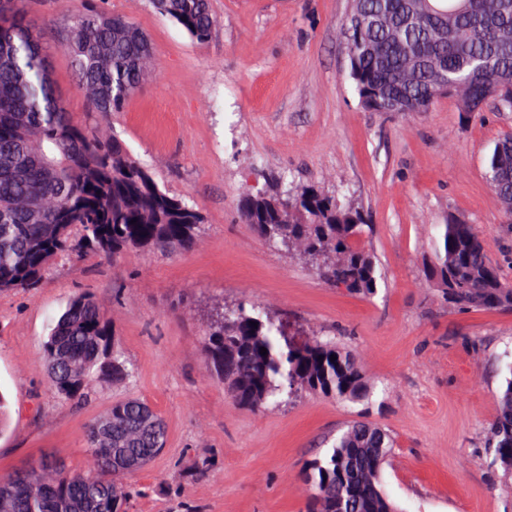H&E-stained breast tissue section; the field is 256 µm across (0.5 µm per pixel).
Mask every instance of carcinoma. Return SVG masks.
Here are the masks:
<instances>
[{
	"label": "carcinoma",
	"instance_id": "obj_1",
	"mask_svg": "<svg viewBox=\"0 0 512 512\" xmlns=\"http://www.w3.org/2000/svg\"><path fill=\"white\" fill-rule=\"evenodd\" d=\"M156 3L195 41L212 37L210 0ZM12 14L14 0H0V292L33 288L55 259L84 251L118 259L193 249L201 213L161 186L107 122L156 68L144 34L99 0L75 18L62 47L91 105L79 121L56 96L37 35ZM341 35L349 78L368 112H391L396 99L404 112H427L448 94L472 117L489 92L512 93V0H352ZM486 176L512 222V136L495 144ZM238 212L262 241L323 282L364 297L377 293L381 270L360 244L369 224L352 200L281 176L246 190ZM439 228L423 277L448 309L512 310V284L489 259L476 225L451 218ZM204 348L210 373L250 410L286 406L303 393L363 404L373 395L352 351L316 331L294 347L284 341L280 315L255 303L213 306ZM43 355L52 391L72 404L87 400L93 374L114 384L130 376L112 324L89 293L53 319ZM504 368L482 448L491 470L512 482V361ZM165 443L164 424L147 403L115 402L89 426L87 473L73 475L50 460L14 472L0 479V512H128L130 477ZM393 447L378 423L352 420L307 463V512H399L382 486Z\"/></svg>",
	"mask_w": 512,
	"mask_h": 512
}]
</instances>
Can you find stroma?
<instances>
[{
    "label": "stroma",
    "mask_w": 512,
    "mask_h": 512,
    "mask_svg": "<svg viewBox=\"0 0 512 512\" xmlns=\"http://www.w3.org/2000/svg\"><path fill=\"white\" fill-rule=\"evenodd\" d=\"M151 42L155 71L110 126L161 185L204 218L195 248L135 252L117 262L87 254L56 262L29 290L0 294V476L43 456L82 474L91 420L113 402L150 404L167 427L164 450L133 481L129 512H305L306 462L361 412L305 395L286 407L233 404L206 369L203 309L248 299L293 327L331 331L373 381L364 411L394 439L384 488L401 512H512V486L483 456L496 414L498 367L512 353V311L448 309L422 282L438 227L477 226L512 280V224L486 177L512 112H460L442 96L427 112H367L349 74L340 27L350 0H212L211 39L196 43L152 0H105ZM85 0H17L40 36L57 94L76 119L88 104L61 33ZM284 175L345 189L368 216L361 243L383 279L366 298L323 283L242 223L238 200ZM81 293L103 304L133 367L126 382H92L74 405L50 390L43 341L51 319Z\"/></svg>",
    "instance_id": "35a3bbf8"
}]
</instances>
